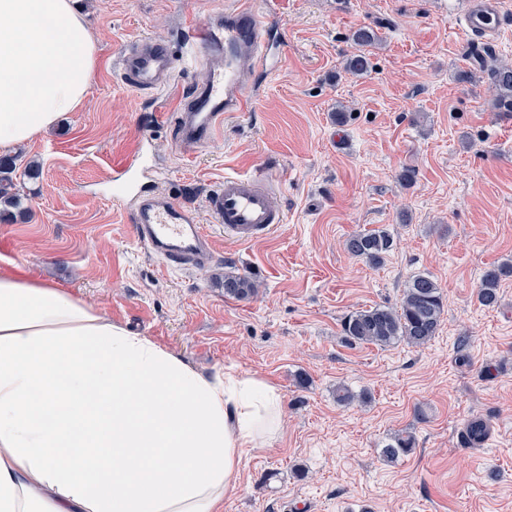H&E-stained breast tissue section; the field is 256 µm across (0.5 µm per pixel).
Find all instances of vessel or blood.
<instances>
[{
    "mask_svg": "<svg viewBox=\"0 0 512 512\" xmlns=\"http://www.w3.org/2000/svg\"><path fill=\"white\" fill-rule=\"evenodd\" d=\"M193 61L201 81L175 102L177 139L187 146L211 143L225 118L255 109L256 76L269 70L271 29L266 16L250 0H234L224 10V25L216 28L192 17ZM503 25L496 0H475L463 22L464 30L480 39ZM181 59L160 40L144 37L128 44L117 59L123 83L138 92H162L175 82ZM143 145H136L115 163L116 182L125 186L121 198L133 222L134 234L151 256L168 268L203 267L215 257L212 238L194 208L178 202L162 187L160 172H144ZM206 207L225 235L239 243L266 237L285 218L262 172L225 176L206 197Z\"/></svg>",
    "mask_w": 512,
    "mask_h": 512,
    "instance_id": "vessel-or-blood-1",
    "label": "vessel or blood"
}]
</instances>
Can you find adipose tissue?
I'll list each match as a JSON object with an SVG mask.
<instances>
[{
    "instance_id": "adipose-tissue-1",
    "label": "adipose tissue",
    "mask_w": 512,
    "mask_h": 512,
    "mask_svg": "<svg viewBox=\"0 0 512 512\" xmlns=\"http://www.w3.org/2000/svg\"><path fill=\"white\" fill-rule=\"evenodd\" d=\"M96 45L71 0H0V152L83 103ZM279 390L205 374L67 291L0 270V512H220Z\"/></svg>"
}]
</instances>
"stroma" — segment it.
Here are the masks:
<instances>
[{
  "label": "stroma",
  "instance_id": "1",
  "mask_svg": "<svg viewBox=\"0 0 512 512\" xmlns=\"http://www.w3.org/2000/svg\"><path fill=\"white\" fill-rule=\"evenodd\" d=\"M225 2L75 0L98 61L83 107L6 156L0 190L19 205L0 212V267L64 288L199 370L280 390L282 433L246 452L223 512H512V278L497 306L476 297L483 273L512 261V112L488 91L491 66L512 63V0H497L506 24L488 41L460 30L472 0H279L286 42L255 111L232 113L214 143L185 146L154 103L201 71L180 67L173 89L139 93L116 60L144 36L184 52L182 16L217 18ZM360 27L379 42L355 76L344 66ZM144 134L163 188L199 210L215 242L209 267H159L134 238L112 168ZM257 166L286 221L270 238L226 242L206 194ZM377 229L394 240L381 264L346 250ZM230 271L259 281L258 294L225 296ZM421 273L444 302L427 345L345 340L347 315L397 305ZM340 385L359 401L337 402ZM482 417L494 438L467 447L463 424ZM401 430L414 451L383 461Z\"/></svg>",
  "mask_w": 512,
  "mask_h": 512
}]
</instances>
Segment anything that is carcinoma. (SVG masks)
<instances>
[{
	"label": "carcinoma",
	"instance_id": "1",
	"mask_svg": "<svg viewBox=\"0 0 512 512\" xmlns=\"http://www.w3.org/2000/svg\"><path fill=\"white\" fill-rule=\"evenodd\" d=\"M355 52L346 63V71L361 75L371 66L370 48L378 40L374 30L356 29L351 36ZM490 80L498 108L512 110V64L495 65L490 69ZM391 235L383 230H373L350 236L346 248L353 256L371 264H379L393 249ZM512 277V263L495 265L484 272L477 289V300L493 307L499 301L498 287L501 280ZM257 285L245 274L224 276V295L245 299L256 293ZM444 311L443 294L438 282L429 274H420L408 282L400 303L396 307L375 306L356 311L343 322V336L358 344L386 348L397 342L422 347L437 334ZM415 447L414 435L402 431L391 438L381 449L389 461L411 453Z\"/></svg>",
	"mask_w": 512,
	"mask_h": 512
}]
</instances>
